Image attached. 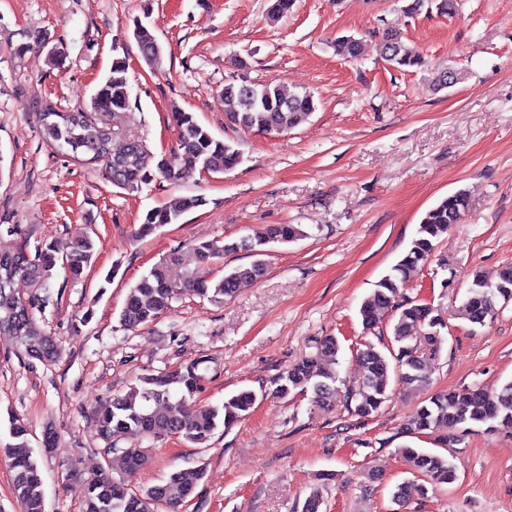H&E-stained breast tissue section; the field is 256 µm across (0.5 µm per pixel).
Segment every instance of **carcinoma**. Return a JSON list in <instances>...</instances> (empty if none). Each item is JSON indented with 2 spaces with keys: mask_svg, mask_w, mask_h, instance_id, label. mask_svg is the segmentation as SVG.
Returning <instances> with one entry per match:
<instances>
[{
  "mask_svg": "<svg viewBox=\"0 0 512 512\" xmlns=\"http://www.w3.org/2000/svg\"><path fill=\"white\" fill-rule=\"evenodd\" d=\"M433 10L443 16L454 14L458 0H410L407 5L412 15ZM133 37L144 60L151 65L159 64L162 47L150 28L136 22ZM336 51L356 58L361 54V43L353 36H343L336 41ZM381 53L396 70L425 65L423 56L407 45L401 33L392 27L383 32ZM223 103L224 112L233 124L261 132H287L306 122L316 110L313 96L307 92L286 94L272 82L237 79L224 84ZM129 107L126 61L116 58L112 60L108 76L91 98V111L79 112L80 118L76 121L62 116L50 127L45 122L46 115L52 112L48 107L40 113V122L46 140L75 157L99 152L111 156L112 163L104 165L105 179L129 192L158 179L174 183L185 170L207 169L217 174L242 162L238 148L215 137L193 113L182 110L171 114L177 129L173 149L156 157L141 141L130 138L122 151L114 152L112 140L126 133L113 119ZM206 204L205 197L192 195L152 209L145 215L139 235L148 236L167 224H176L186 213ZM468 204L466 191L460 189L430 208L406 252L376 282L363 301L359 314L366 329L373 328L385 314L392 313L391 340L382 348L367 342L359 350L357 379L343 394V406L350 414L366 418L378 412L389 396L392 378L407 386L426 382L427 359L438 354L443 345L434 338V333L442 327V320L434 314L430 304L402 299L401 288L432 260L436 242L462 220ZM304 236L306 232L299 224H269L264 232L254 237L228 242L197 241L170 257V261L183 267L182 279L171 280L160 264L129 289L120 322L128 329L147 326L170 309L177 296L186 293L221 303L224 298L235 295L241 284L258 281L265 275L263 256L267 245L289 243ZM95 247V240L84 234L63 246L45 242L32 255L22 248L0 253V304L7 302L12 308V322L0 317V335L13 337L26 356L34 358L40 352L49 351L53 357H58V346L40 329L34 309L42 301L40 292L50 288L55 268L61 267L72 279L80 278L92 263ZM242 251L254 260L224 270V276L219 279L212 277V264L227 254ZM19 279L35 288L27 299L14 291V283ZM511 300L512 264L502 267L494 279L475 271L465 299L458 307V316L473 326H483L493 318L496 303ZM339 351L336 337H324L314 352L278 376L272 395L285 398L291 393L309 392L318 408L334 406L339 394L336 387ZM200 365L199 360L191 361L157 375L137 378L125 394L112 397L98 416L100 434L109 439L122 435L132 442L175 434L187 443L201 446L219 427L231 428L248 415L258 396L252 390H242L225 398L220 406L200 403ZM475 426L489 430L498 426L512 427V380L492 395L473 388L437 393L408 417L405 429L415 435L440 432L443 441L458 443ZM0 451L12 460L13 490L22 512H45L41 471L29 445L28 429L19 420L9 419V441L0 446ZM109 452L112 457L107 470L87 484L84 512H159L162 507L175 508L192 498L206 472L203 466L178 469L156 484L134 490L125 484L123 476L144 468L149 462L148 453L135 446L113 447ZM399 452L411 473L423 480L421 484L412 481L396 486L393 500L403 505L413 493H424L425 484L443 486L457 478L455 467L442 455L411 447L401 448Z\"/></svg>",
  "mask_w": 512,
  "mask_h": 512,
  "instance_id": "cac0c4a2",
  "label": "carcinoma"
}]
</instances>
